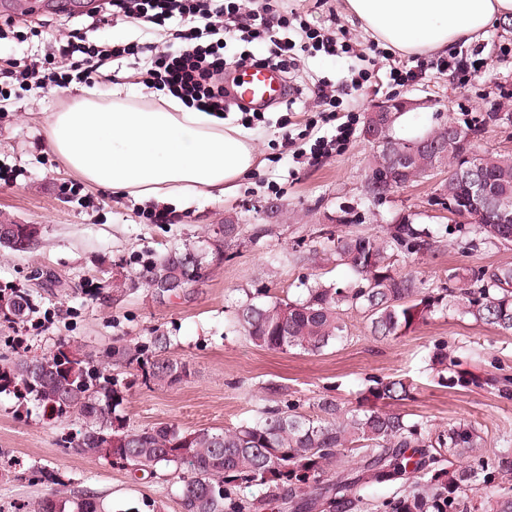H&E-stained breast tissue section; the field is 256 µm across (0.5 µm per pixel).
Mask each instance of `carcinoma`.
Returning <instances> with one entry per match:
<instances>
[{"mask_svg": "<svg viewBox=\"0 0 512 512\" xmlns=\"http://www.w3.org/2000/svg\"><path fill=\"white\" fill-rule=\"evenodd\" d=\"M426 138L448 143V156L421 151L407 166L417 182L439 165L452 167L460 156L456 132L446 125ZM490 198L512 196V157L479 155ZM467 245H512V223L500 224L486 210L470 223ZM439 248L427 224L398 222L383 236L327 233L319 247L304 256L347 266L353 280L346 286L316 281L302 301L273 297L252 298L235 309L239 332L261 348L286 353H318L344 338V315L356 311L367 319L372 335L401 336L435 313L453 308L462 318L512 333V265L480 270L474 287L452 290L430 288L412 271L396 267L393 258L423 255ZM203 257L193 247L174 249L143 265L138 279L163 294L186 288L202 277ZM34 312L29 293L0 288V318L22 321ZM170 337L157 334L146 342L130 341L112 347L106 358L143 372L144 384L171 388L186 381L187 363L166 355ZM23 388L49 420L68 413L81 418L84 427L74 448L83 456L112 459V464L135 471L175 468L181 484L183 512H255L264 500L278 496L293 512H310L330 497L359 498L357 480L342 469L344 452L365 449L363 470L392 469L391 476L409 480L404 494L387 504L390 512H512V489L497 488L501 472H512V457L497 456L494 465L479 459L485 448L481 430L474 424L435 430L423 421L391 410L410 396V384L397 377L375 381L356 408L321 398L319 415L295 410L269 409L252 423L234 428L184 429L177 424L137 429L116 414L123 402L118 382L104 373L102 362L82 355L68 344L35 359H20L0 368V387ZM458 460H478L488 503L471 497L477 472L468 466L446 475H429L426 462H441L442 453ZM51 492L15 512H103L94 498L62 497L59 471L38 470ZM257 487L262 495L253 502L234 497L232 484Z\"/></svg>", "mask_w": 512, "mask_h": 512, "instance_id": "obj_1", "label": "carcinoma"}]
</instances>
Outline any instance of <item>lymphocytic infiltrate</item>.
<instances>
[{
    "instance_id": "1",
    "label": "lymphocytic infiltrate",
    "mask_w": 512,
    "mask_h": 512,
    "mask_svg": "<svg viewBox=\"0 0 512 512\" xmlns=\"http://www.w3.org/2000/svg\"><path fill=\"white\" fill-rule=\"evenodd\" d=\"M165 26L178 20L174 33L181 43L171 52L152 43H107L85 45L66 34L51 35L48 47L61 66L34 67L6 59L0 67V79L20 78L23 91H48L74 80L89 81L107 61L148 57L150 66L143 83L147 88L166 91L188 106L205 112H227L228 92L224 73L231 64L271 65L288 70L305 52L324 51L331 56L351 53L347 42L312 28L300 15L263 0L252 8L244 0H102L93 16L94 25H106L112 19ZM250 44L266 43L267 52L258 56L245 50L226 56L228 39Z\"/></svg>"
}]
</instances>
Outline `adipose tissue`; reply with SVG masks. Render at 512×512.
Returning a JSON list of instances; mask_svg holds the SVG:
<instances>
[{
  "mask_svg": "<svg viewBox=\"0 0 512 512\" xmlns=\"http://www.w3.org/2000/svg\"><path fill=\"white\" fill-rule=\"evenodd\" d=\"M364 30L400 54L447 53L512 18V0H346ZM48 144L86 183L144 200L233 193L259 161L252 130L175 97L133 100L116 86L109 104L85 99L52 113Z\"/></svg>",
  "mask_w": 512,
  "mask_h": 512,
  "instance_id": "ef3b65f1",
  "label": "adipose tissue"
}]
</instances>
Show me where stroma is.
<instances>
[{
    "label": "stroma",
    "mask_w": 512,
    "mask_h": 512,
    "mask_svg": "<svg viewBox=\"0 0 512 512\" xmlns=\"http://www.w3.org/2000/svg\"><path fill=\"white\" fill-rule=\"evenodd\" d=\"M287 5L311 27L344 32L355 52H368L370 37L346 14L344 0H288ZM7 19L18 31L43 25L64 33L77 29L97 45L173 41L168 26L141 29L118 19L93 27L85 11L64 0H0V22ZM464 50L480 54L486 64L463 81L438 72L441 55L389 54L390 62L422 69V78L402 94L426 102L397 119L394 136L411 140L447 122L475 125L489 112L512 113V21L488 27L478 43ZM356 74L351 59L321 52L302 56L289 75L291 84L302 87V96L291 109L277 107L252 123L259 166L241 177L232 195L171 204L170 224L149 223L143 216L149 202L132 196L117 197L87 184L70 193L78 177L47 141L50 114L87 93L107 102L113 86L123 84L137 97H147L132 60L107 63L89 83L74 81L44 93L21 91L0 102V224L41 228L37 243L26 251L0 246V286L28 291L36 308L22 322L0 324V361L47 355L63 342L100 356L127 340L164 333L171 338L168 355L190 365L187 381L171 389L149 388L140 371L111 368L128 384L118 412L134 428L164 423L231 428L257 420L276 404L313 416L319 397L351 408L374 381L401 375L412 380L413 390L398 404L399 412L438 428L478 425L488 440L486 458L498 455L512 439V388L502 392L488 380L512 377V334L447 310L405 335L383 339L371 335L366 318L353 312L345 318L346 338L309 355L257 347L234 326L235 307L257 293L298 300L315 280L341 286L351 281L346 267L299 259L321 231L335 229L341 209L361 217L346 225L349 233L380 236L404 215L438 229L439 255L397 261L434 288L467 285L478 270L512 264V249L466 248L459 223L431 211L430 181L412 183L378 206L366 201L362 184L372 147L361 135H354L344 151L307 156L318 137L334 130L316 110L319 80L349 85ZM391 97L382 70L366 90H350L339 112L354 113L361 122L372 104ZM284 116L290 121L285 130L278 126ZM291 133L296 142H288ZM227 220L246 225L247 232L219 249L214 231ZM187 245L204 258L198 282L161 297L138 284L144 264ZM437 352L447 354L454 370L469 373L472 384L458 385L451 372L433 366ZM81 429L77 417L49 421L35 402L22 405L12 390L0 392V512H13L15 504L45 494L35 473L41 466L64 473L65 492L93 496L108 512H183L172 472L152 476L84 457L69 446Z\"/></svg>",
    "instance_id": "stroma-1"
}]
</instances>
